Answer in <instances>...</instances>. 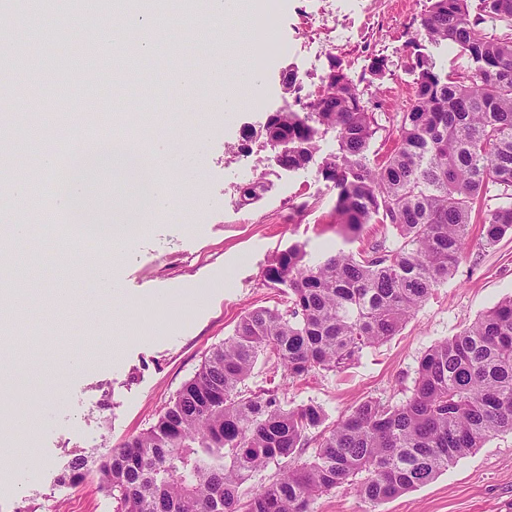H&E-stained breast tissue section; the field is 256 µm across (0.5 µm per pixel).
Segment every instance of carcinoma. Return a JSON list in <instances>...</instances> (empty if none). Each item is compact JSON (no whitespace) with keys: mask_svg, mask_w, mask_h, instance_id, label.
<instances>
[{"mask_svg":"<svg viewBox=\"0 0 512 512\" xmlns=\"http://www.w3.org/2000/svg\"><path fill=\"white\" fill-rule=\"evenodd\" d=\"M480 3L472 15L470 0H428L424 39L455 46L466 65L449 72L418 40L408 42L414 99L397 113L385 155L369 157L382 126L359 89L383 76L382 58L358 80L331 65L306 116H268L263 147L277 164L286 156L290 169L314 162L326 136L335 140L318 168L336 190L347 240L381 224L398 242L322 261L300 243L274 255L264 280L288 290V305L245 314L155 423L96 467L114 512H309L314 498L342 484L375 507L492 434L512 433V296L431 346L411 396L367 400L314 440L326 419L320 404L291 406L280 386L249 385L261 360L292 379L342 371L398 333L453 276L470 224H482L490 245L512 234V0ZM485 23L507 32L489 35ZM263 192L261 181L250 183L241 205ZM271 463L276 479L258 493L243 488Z\"/></svg>","mask_w":512,"mask_h":512,"instance_id":"cac0c4a2","label":"carcinoma"}]
</instances>
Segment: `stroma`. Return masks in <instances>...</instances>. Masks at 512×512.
<instances>
[{
  "label": "stroma",
  "instance_id": "1",
  "mask_svg": "<svg viewBox=\"0 0 512 512\" xmlns=\"http://www.w3.org/2000/svg\"><path fill=\"white\" fill-rule=\"evenodd\" d=\"M427 0H280L275 41L288 52L267 60L261 71L266 111L247 105L225 111L221 87L208 70L222 58L243 55L242 45L210 46L194 31L180 39L184 64L196 68L198 81L168 83L162 96L147 97L116 46L89 49L79 35L90 16L68 10V29L48 39L40 56L15 55L0 47V82L14 84L16 96L0 101L7 114L14 149L0 162V178L32 182L45 151L73 136L75 113L138 112L150 124L139 144L156 160L172 185L164 208L108 264L116 295L135 299L123 322L111 316L110 301L95 295V267L62 266L50 252L24 253L0 279H25L32 265L52 275L20 304L25 317L17 335L32 339L25 357L15 347L0 348V362L22 360L31 369L24 390L34 413L32 440L25 449L0 444V459L12 461L0 473V512H112L96 479L72 485L61 477L70 461L84 456L96 468L109 449L147 429L163 406L191 378L212 349L230 336L240 318L258 307L281 306L283 296L269 287L263 272L271 257L294 243L311 259L351 250L334 222L336 192L317 164L288 170L266 162L257 151L269 113L302 111V98L319 89L331 62L358 76L373 56L388 70L370 91L381 104L383 130L370 151L383 153L387 129L414 97L406 43L421 31ZM93 51L100 73L97 87L74 84L66 107H58L57 85H36L30 75L55 64L59 54ZM292 69L300 94H284L282 72ZM39 122L41 144L29 140ZM181 125L182 146L166 150L171 125ZM248 143L249 154L237 151ZM263 179L266 191L255 204H239L242 186ZM73 288L80 299L69 319V350L79 353L76 376L55 382L45 349L52 344L57 319L46 302L57 290ZM512 295V236L485 246L480 225H473L466 255L455 274L403 328L386 342L364 350L347 369L312 373L298 379L276 376L290 404L314 401L326 411V426L366 400L399 402L410 395L419 358L433 344L454 336L504 297ZM311 512H512V433L490 437L481 447L431 481L378 507L352 487L341 485L317 497Z\"/></svg>",
  "mask_w": 512,
  "mask_h": 512
}]
</instances>
